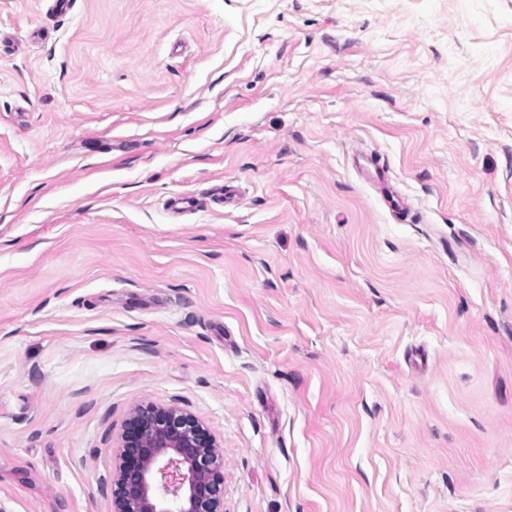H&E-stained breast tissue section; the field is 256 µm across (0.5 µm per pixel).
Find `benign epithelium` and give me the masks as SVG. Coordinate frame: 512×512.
<instances>
[{"label": "benign epithelium", "mask_w": 512, "mask_h": 512, "mask_svg": "<svg viewBox=\"0 0 512 512\" xmlns=\"http://www.w3.org/2000/svg\"><path fill=\"white\" fill-rule=\"evenodd\" d=\"M118 448L112 512H224V457L197 416L137 408Z\"/></svg>", "instance_id": "benign-epithelium-1"}]
</instances>
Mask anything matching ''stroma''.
<instances>
[{
	"label": "stroma",
	"mask_w": 512,
	"mask_h": 512,
	"mask_svg": "<svg viewBox=\"0 0 512 512\" xmlns=\"http://www.w3.org/2000/svg\"><path fill=\"white\" fill-rule=\"evenodd\" d=\"M54 2L0 0V505L112 512L155 403L224 512H512V0Z\"/></svg>",
	"instance_id": "obj_1"
}]
</instances>
